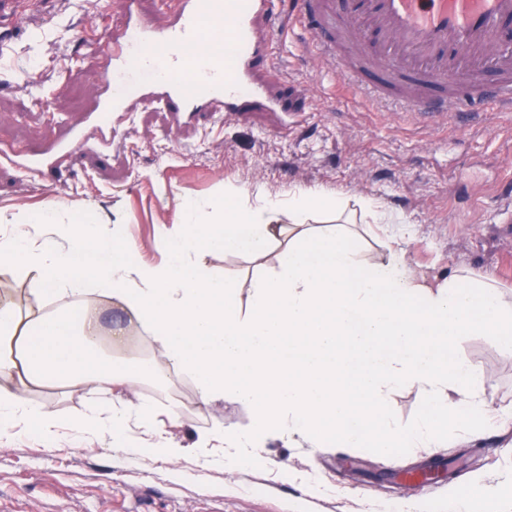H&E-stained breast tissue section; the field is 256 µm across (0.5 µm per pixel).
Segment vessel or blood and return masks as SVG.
Segmentation results:
<instances>
[{
    "label": "vessel or blood",
    "mask_w": 512,
    "mask_h": 512,
    "mask_svg": "<svg viewBox=\"0 0 512 512\" xmlns=\"http://www.w3.org/2000/svg\"><path fill=\"white\" fill-rule=\"evenodd\" d=\"M164 27L126 0L127 22L112 38L117 77L153 71V92L168 112L232 114L259 99L253 81L255 21L275 32L299 26L308 46L336 63L353 90L385 99L424 122L469 119L486 106L512 112V0H177ZM0 163L33 174L51 163L14 153Z\"/></svg>",
    "instance_id": "obj_1"
}]
</instances>
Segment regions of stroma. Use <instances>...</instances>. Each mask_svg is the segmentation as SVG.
<instances>
[{"instance_id": "obj_1", "label": "stroma", "mask_w": 512, "mask_h": 512, "mask_svg": "<svg viewBox=\"0 0 512 512\" xmlns=\"http://www.w3.org/2000/svg\"><path fill=\"white\" fill-rule=\"evenodd\" d=\"M125 22V0H38L24 25L0 16V151L41 157L76 125L87 141L77 158L59 155L43 179L0 165V212L61 206L71 224H120L134 245L128 262L157 264L166 257L164 233L183 220L182 204L216 199L225 183L251 202L261 192L284 202L317 188L345 200L365 256L402 248L426 276L462 268L512 296V232L496 204L512 174V115L491 108L470 127L452 116L431 125L388 111L344 89L336 66L305 47L294 28L259 46L265 63L256 78L283 111L255 102L238 116L202 111L178 125L145 90L130 109L113 113L114 139L104 148L88 117L105 97L112 37ZM37 92L50 98L51 111L35 103ZM368 199L401 215L407 233L364 223ZM454 350L478 367L487 402L512 414V355L484 335L461 337ZM139 393L193 404L185 423L169 430L184 448L214 424L252 425L250 407L230 397L196 408L185 374L146 382ZM92 398L60 385L32 394L59 427L49 443L23 426L0 436V512H376L383 502L440 498L448 486L467 487L477 471L492 484L512 481V431L472 442L452 436L433 452L402 448L394 456L378 448H292L272 438L266 468L243 471L205 469L190 456L137 462L109 438L74 429ZM431 462L452 463V474L407 481ZM279 467L324 480L326 492L312 496L275 481Z\"/></svg>"}]
</instances>
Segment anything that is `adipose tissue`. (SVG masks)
Here are the masks:
<instances>
[{
	"label": "adipose tissue",
	"instance_id": "ef3b65f1",
	"mask_svg": "<svg viewBox=\"0 0 512 512\" xmlns=\"http://www.w3.org/2000/svg\"><path fill=\"white\" fill-rule=\"evenodd\" d=\"M339 196L302 191L288 203L263 199L250 206L236 186L224 201L186 206L180 230L163 244L171 261L129 265L121 226H87L57 233L63 213L30 217L0 213V267L30 280L37 295L80 299L88 291L127 311L112 329V355L100 350L95 310L81 317L62 309L19 312L0 302V433L22 423L52 440L57 418L30 400L33 391L65 384L116 392L111 404H90L77 432L110 437L134 460L176 461L185 451L156 423L154 406L136 396L142 379L163 368L189 373L200 406L230 396L251 406L253 427L216 426L195 450L204 462L235 468L262 464L267 435L299 436L312 448L336 444L427 452L498 428L478 384L475 365L449 360L462 336L481 333L512 353V299L495 282L456 272L429 278L405 255L365 259L344 224H310L315 209H340ZM44 226L41 235L33 223ZM244 257L256 267L247 283L218 276L204 255ZM152 337L157 355L124 359L117 352L134 330ZM411 388L422 413L400 426L389 415L393 394ZM151 432L136 445L129 423Z\"/></svg>",
	"mask_w": 512,
	"mask_h": 512
}]
</instances>
